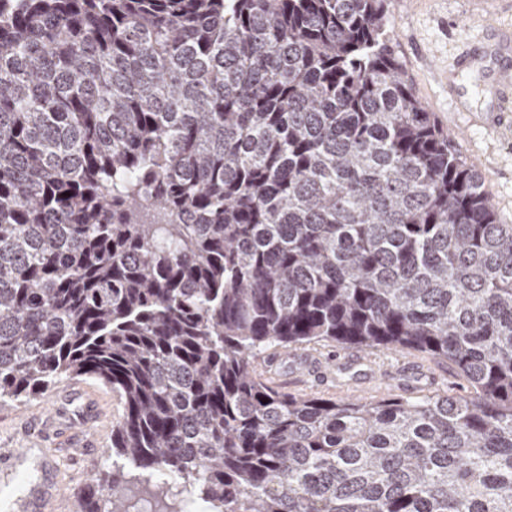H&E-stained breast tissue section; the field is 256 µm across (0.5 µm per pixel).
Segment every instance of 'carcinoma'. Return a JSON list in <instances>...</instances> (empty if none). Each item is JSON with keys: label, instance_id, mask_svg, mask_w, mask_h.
Returning <instances> with one entry per match:
<instances>
[{"label": "carcinoma", "instance_id": "carcinoma-1", "mask_svg": "<svg viewBox=\"0 0 512 512\" xmlns=\"http://www.w3.org/2000/svg\"><path fill=\"white\" fill-rule=\"evenodd\" d=\"M390 0H0V410L124 403L82 512H512V224L413 92ZM428 351L467 396L274 391ZM354 355L358 359L349 361ZM254 366L278 391L336 401L462 394L466 385L448 362L424 352L362 351L329 341L271 349L256 358Z\"/></svg>", "mask_w": 512, "mask_h": 512}]
</instances>
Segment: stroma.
Returning a JSON list of instances; mask_svg holds the SVG:
<instances>
[{
  "label": "stroma",
  "mask_w": 512,
  "mask_h": 512,
  "mask_svg": "<svg viewBox=\"0 0 512 512\" xmlns=\"http://www.w3.org/2000/svg\"><path fill=\"white\" fill-rule=\"evenodd\" d=\"M512 36V0H393L390 39L415 94L441 128L452 134L467 163L483 177L499 223L512 224V112L491 111L488 95L468 112L456 111L437 79L465 49ZM270 387L290 394L373 402L462 393L465 383L447 362L416 350L362 351L321 341L272 349L254 361ZM88 393L100 395L108 416L83 422ZM123 410L119 397L92 378L65 380L47 394L0 411V454L29 448L58 449L56 512H80L86 481L112 469V425Z\"/></svg>",
  "instance_id": "obj_1"
}]
</instances>
